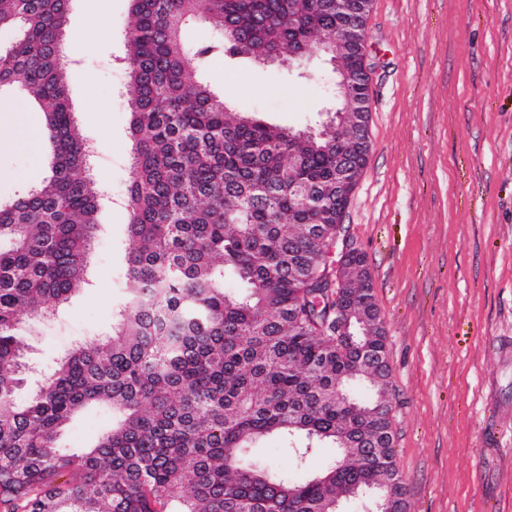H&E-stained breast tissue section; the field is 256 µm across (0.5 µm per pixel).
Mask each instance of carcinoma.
Here are the masks:
<instances>
[{"mask_svg": "<svg viewBox=\"0 0 512 512\" xmlns=\"http://www.w3.org/2000/svg\"><path fill=\"white\" fill-rule=\"evenodd\" d=\"M71 0H0V95L44 114L49 175L0 203V504L10 512H332L336 486L370 482L403 509L388 395L360 364L380 354L373 288L328 291L336 236V149H299L288 132L230 110L202 78L216 56L280 48L300 66L343 20L332 0H132L119 63L133 142L127 190L130 293L112 334L78 343L26 404L3 410L29 370L19 315L46 318L88 284L105 202L76 123L64 53ZM199 18L213 31L183 39ZM360 305L366 344L336 336V308ZM355 376L371 389L346 413L324 399ZM112 410V429L73 451L76 415ZM383 431L364 460L360 443ZM278 438L297 464L327 445L346 467L295 482L255 446Z\"/></svg>", "mask_w": 512, "mask_h": 512, "instance_id": "carcinoma-1", "label": "carcinoma"}]
</instances>
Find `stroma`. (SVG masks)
Here are the masks:
<instances>
[{
	"mask_svg": "<svg viewBox=\"0 0 512 512\" xmlns=\"http://www.w3.org/2000/svg\"><path fill=\"white\" fill-rule=\"evenodd\" d=\"M130 0H73L67 38L78 126L96 148L92 172L112 199L132 176L116 59ZM365 61L370 152L344 218L365 253L386 334L396 465L406 512H512V0H373ZM209 81L236 112L285 128L334 109L332 69L312 56L304 76L243 57L213 59ZM44 157L0 150V199L40 183ZM104 204L89 285L55 318L27 323L28 402L35 383L79 342L112 332L124 300L128 214ZM112 426L88 410L63 431L79 450ZM258 456L304 481L336 457L296 466L279 439Z\"/></svg>",
	"mask_w": 512,
	"mask_h": 512,
	"instance_id": "obj_1",
	"label": "stroma"
}]
</instances>
